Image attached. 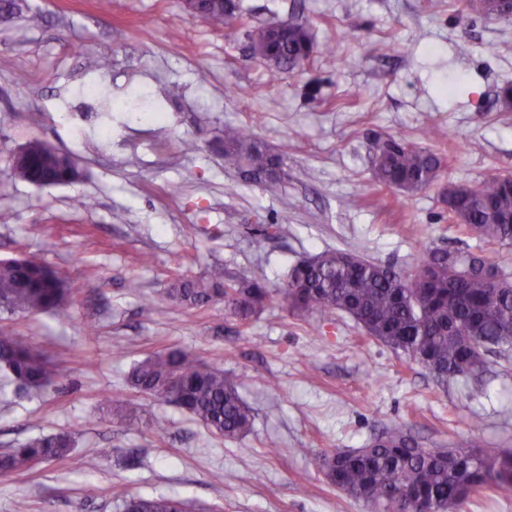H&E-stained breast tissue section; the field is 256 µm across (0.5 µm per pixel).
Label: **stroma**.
Returning <instances> with one entry per match:
<instances>
[{"label":"stroma","instance_id":"35a3bbf8","mask_svg":"<svg viewBox=\"0 0 512 512\" xmlns=\"http://www.w3.org/2000/svg\"><path fill=\"white\" fill-rule=\"evenodd\" d=\"M14 3L0 16V260L37 258L73 293L59 314L0 315L65 371L41 395L0 393V454L60 432L75 447L0 478V512H115L124 493L191 512H372L327 482L322 454L394 425L425 448L512 449V352L441 387L347 315L297 314L277 294L291 265L323 250L405 271L424 247L476 246L440 194L512 173V108L497 97L512 84V20L462 0H242L230 27L187 16L180 0ZM283 20L309 26L314 49L274 75L246 27ZM228 126L280 155L286 178L225 166ZM376 134L444 156L437 183L411 196L377 185ZM34 139L72 155L82 178L14 179L12 155ZM214 268L262 278L271 301L245 324L220 302L155 306L175 275ZM168 348L237 384L253 413L246 436L212 434L131 388L133 366ZM129 400L143 422L118 412ZM155 417L164 431L147 426Z\"/></svg>","mask_w":512,"mask_h":512}]
</instances>
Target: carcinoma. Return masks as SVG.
Masks as SVG:
<instances>
[{"label": "carcinoma", "instance_id": "obj_1", "mask_svg": "<svg viewBox=\"0 0 512 512\" xmlns=\"http://www.w3.org/2000/svg\"><path fill=\"white\" fill-rule=\"evenodd\" d=\"M202 18L228 25L241 18L233 0H201ZM251 54L270 72L301 67L313 49L310 29L286 21L275 31L267 25L247 30ZM29 162L13 168L15 178L33 186L66 185L81 176L76 161L32 140ZM224 163L255 179L276 176L281 158L242 128L224 127ZM374 181L407 195L431 186L444 160L402 137L388 135L372 145ZM441 194L448 217L479 241L512 246V174L491 176L477 185L449 183ZM70 283L48 265L21 257L0 263V309L53 311L65 305ZM292 312L324 317L341 311L371 338L419 363L445 386L481 375L487 356L512 350V280L481 254L424 248L413 268L398 273L355 253L325 250L292 266L279 290ZM271 292L255 276L224 280L179 275L161 297L185 306L222 301L242 320L260 312ZM0 370L17 387L39 395L63 376L58 365L0 325ZM140 393L173 402L209 431L237 440L251 429L253 415L224 370L180 349L150 355L129 377ZM73 448L68 433L37 436L0 454V477L37 462L65 458ZM329 484L363 500L376 512H446L474 495L512 486V452L484 447L475 440L452 448L428 450L400 426L387 428L364 448L336 449L320 459ZM118 512H187L185 502L165 496H119Z\"/></svg>", "mask_w": 512, "mask_h": 512}]
</instances>
